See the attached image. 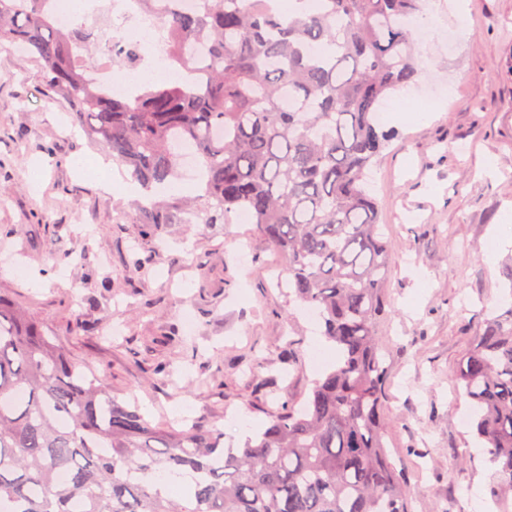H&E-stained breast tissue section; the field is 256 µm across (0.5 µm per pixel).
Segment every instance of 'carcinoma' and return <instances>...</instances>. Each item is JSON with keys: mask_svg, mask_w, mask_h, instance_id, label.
Instances as JSON below:
<instances>
[{"mask_svg": "<svg viewBox=\"0 0 512 512\" xmlns=\"http://www.w3.org/2000/svg\"><path fill=\"white\" fill-rule=\"evenodd\" d=\"M138 2L166 19L168 57L193 78L112 94L81 56L96 35L56 29L49 0H0V42L24 45L143 187L175 179L190 147L205 223L249 213L338 358L301 408L282 402L226 448L221 429L149 422L0 296V512H410L384 443L390 244L367 178L387 146L378 110L420 71L409 20L426 0H310L296 13L272 0ZM453 380L512 487V307L484 314Z\"/></svg>", "mask_w": 512, "mask_h": 512, "instance_id": "1", "label": "carcinoma"}]
</instances>
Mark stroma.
Segmentation results:
<instances>
[{
	"instance_id": "1",
	"label": "stroma",
	"mask_w": 512,
	"mask_h": 512,
	"mask_svg": "<svg viewBox=\"0 0 512 512\" xmlns=\"http://www.w3.org/2000/svg\"><path fill=\"white\" fill-rule=\"evenodd\" d=\"M421 58L417 87L394 94L381 123L390 142L368 185L392 243L378 324L385 442L411 483L412 512H482L512 505V491L501 489L452 373L480 315L512 285L503 276L512 221H502L512 217V0H468L465 15L446 14ZM431 82L451 97L424 100L417 89ZM98 159L119 175L111 190L87 169ZM130 182L74 124L40 64L1 44L0 295L152 423L203 422L228 442L263 430L273 398H305L332 363L319 320L277 287L284 262L252 224L189 214L202 193L194 178L164 194L171 222L161 227L147 223ZM255 356L260 366L243 375ZM460 448L470 456L462 478Z\"/></svg>"
}]
</instances>
